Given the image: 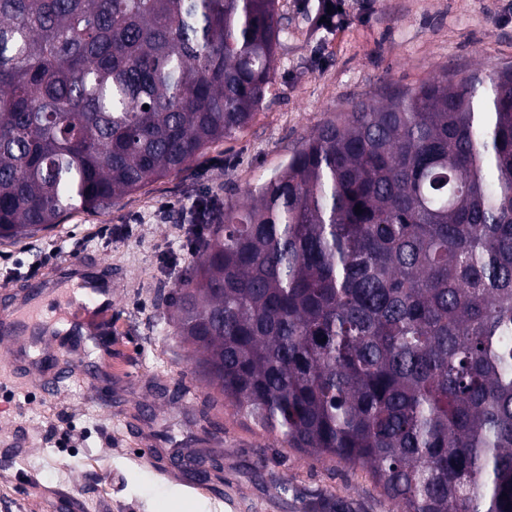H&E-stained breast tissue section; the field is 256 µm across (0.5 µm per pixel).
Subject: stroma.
<instances>
[{"mask_svg":"<svg viewBox=\"0 0 512 512\" xmlns=\"http://www.w3.org/2000/svg\"><path fill=\"white\" fill-rule=\"evenodd\" d=\"M318 0H279L288 28L270 95L250 125L211 145L185 171L101 211L0 240V292L22 290L29 266L57 250L41 276L59 281L72 252L112 276L108 310L87 317L59 351L24 341L44 369L83 365L49 392L0 352V512H310L333 495L348 512H390L369 469L314 460L231 409L201 419L206 388L162 302L190 268L168 267L202 197L242 205L332 115L386 85L442 71L512 64V0H345L341 29L319 27ZM153 451L152 459L141 456ZM205 456L207 489L188 493L154 466Z\"/></svg>","mask_w":512,"mask_h":512,"instance_id":"35a3bbf8","label":"stroma"}]
</instances>
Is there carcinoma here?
<instances>
[{"mask_svg": "<svg viewBox=\"0 0 512 512\" xmlns=\"http://www.w3.org/2000/svg\"><path fill=\"white\" fill-rule=\"evenodd\" d=\"M283 34L278 0H0V239L245 129ZM193 221L165 302L203 418L368 466L394 512H512L511 64L361 97Z\"/></svg>", "mask_w": 512, "mask_h": 512, "instance_id": "1", "label": "carcinoma"}]
</instances>
